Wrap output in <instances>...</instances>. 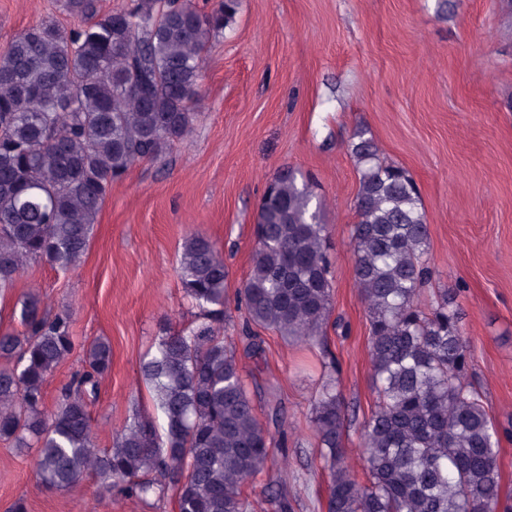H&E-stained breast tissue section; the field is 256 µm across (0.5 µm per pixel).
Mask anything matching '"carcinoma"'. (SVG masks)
Returning <instances> with one entry per match:
<instances>
[{
    "instance_id": "1",
    "label": "carcinoma",
    "mask_w": 512,
    "mask_h": 512,
    "mask_svg": "<svg viewBox=\"0 0 512 512\" xmlns=\"http://www.w3.org/2000/svg\"><path fill=\"white\" fill-rule=\"evenodd\" d=\"M81 16L97 0H68ZM239 0L202 12L192 0H130L69 31L52 20L0 50V294L24 264L76 266L90 246L112 183L155 161L190 130L203 52L234 21ZM358 165L352 268L366 305L375 408L360 447L365 480L347 462L345 398L333 361L311 408L316 457L328 471L327 512H498L500 439L483 395L467 381L468 347L456 294L424 307L429 225L407 169L380 160L363 128L349 144ZM250 272L239 289L249 321L291 346L325 344L333 279L322 203L283 167L260 200ZM184 296L197 320L156 339L141 377L164 417H134L110 449L95 448L90 406L112 365L99 338L82 371L45 411L44 386L75 349L67 314L19 299L22 330L0 332V438L35 449L47 489L95 472L104 493L158 501L175 512H252L245 488L275 462L236 353L223 336L228 271L205 235L185 239Z\"/></svg>"
}]
</instances>
